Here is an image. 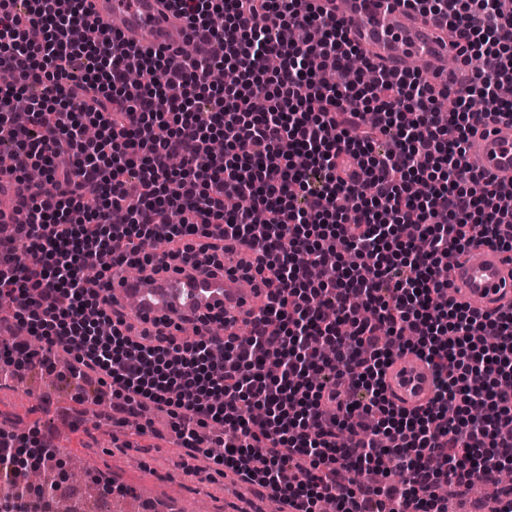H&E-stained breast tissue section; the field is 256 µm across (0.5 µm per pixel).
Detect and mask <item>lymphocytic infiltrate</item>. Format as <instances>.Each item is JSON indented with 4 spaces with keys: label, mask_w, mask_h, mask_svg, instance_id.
Returning a JSON list of instances; mask_svg holds the SVG:
<instances>
[{
    "label": "lymphocytic infiltrate",
    "mask_w": 512,
    "mask_h": 512,
    "mask_svg": "<svg viewBox=\"0 0 512 512\" xmlns=\"http://www.w3.org/2000/svg\"><path fill=\"white\" fill-rule=\"evenodd\" d=\"M85 0H0V135L10 175L36 192L0 239V302L39 349L0 337V379L28 360L116 414L166 407L189 453L221 447L232 471L291 512H448L441 484L496 482L512 464V311L458 304L440 274L449 251L512 249V191L465 160L473 110L512 121V0H413L464 38L476 80L449 91L420 73L346 81L356 51L335 18L305 0H174L206 51L143 57L86 34ZM289 28V42L273 34ZM233 82L214 84V69ZM147 76L130 83L131 72ZM453 97L457 110L436 104ZM224 151L211 153L212 141ZM364 159L365 178L342 174ZM153 241L176 252L146 253ZM275 271L270 304L224 355L206 336L169 341L159 319L120 327L85 278L116 250L139 271L224 267L234 245ZM433 364L438 393L395 407L383 387L393 353ZM391 457L398 480L381 483ZM0 432V484L16 507L21 463L54 460Z\"/></svg>",
    "instance_id": "1"
}]
</instances>
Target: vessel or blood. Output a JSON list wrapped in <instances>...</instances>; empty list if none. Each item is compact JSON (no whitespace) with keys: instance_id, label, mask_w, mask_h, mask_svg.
<instances>
[{"instance_id":"vessel-or-blood-1","label":"vessel or blood","mask_w":512,"mask_h":512,"mask_svg":"<svg viewBox=\"0 0 512 512\" xmlns=\"http://www.w3.org/2000/svg\"><path fill=\"white\" fill-rule=\"evenodd\" d=\"M335 16L349 43L372 65L400 75L410 59L419 60L426 76L454 87L475 77L467 67L449 68L457 40L446 23L422 14L402 0H315ZM103 24L94 38L122 43L143 53L180 46L185 19L171 0H87ZM469 162L496 184L512 186V124H476L467 148ZM445 277L456 302L494 313L512 306V254L489 246L449 252ZM100 296L130 323L167 318L180 326L199 317L223 321L225 334L238 333L259 310L265 290L260 281L241 274L204 273L189 267L130 276L113 267L107 282H95ZM387 398L397 407L425 406L437 392L433 369L416 353L394 355L385 368Z\"/></svg>"}]
</instances>
